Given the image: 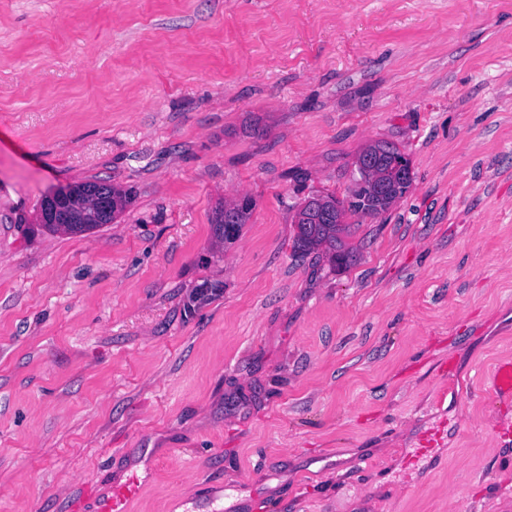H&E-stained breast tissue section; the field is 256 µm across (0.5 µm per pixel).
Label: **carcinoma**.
Wrapping results in <instances>:
<instances>
[{
    "mask_svg": "<svg viewBox=\"0 0 512 512\" xmlns=\"http://www.w3.org/2000/svg\"><path fill=\"white\" fill-rule=\"evenodd\" d=\"M376 147L389 150L388 157L382 164L375 165L373 171L367 174H359L355 189L348 201H339L333 195L320 197L323 204L320 211L314 214L318 221L312 224L296 225L295 241L304 251L320 250L327 255L330 261L341 264L345 262L350 252L345 249L343 236L347 233V224L344 219L347 213H361L357 198L370 190L391 182L395 176L404 182V188L396 191L388 189L389 204H394L403 197L411 184L410 167L408 159L393 145L388 142L378 141L364 147V150H372ZM73 199L61 208L59 223L46 224L44 228L50 232L62 230L70 233H85L94 230L104 224L112 223L115 214L122 208V196L112 186L105 182H93L77 185L71 188ZM99 194L112 196V213L83 214L79 209L84 196ZM251 208L240 209L236 204H224L216 213L212 224V232L216 240L223 242L228 238H236L243 224L249 219Z\"/></svg>",
    "mask_w": 512,
    "mask_h": 512,
    "instance_id": "carcinoma-1",
    "label": "carcinoma"
}]
</instances>
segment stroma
<instances>
[{
    "instance_id": "obj_1",
    "label": "stroma",
    "mask_w": 512,
    "mask_h": 512,
    "mask_svg": "<svg viewBox=\"0 0 512 512\" xmlns=\"http://www.w3.org/2000/svg\"><path fill=\"white\" fill-rule=\"evenodd\" d=\"M377 141L406 194L297 255ZM90 181L113 222L46 231ZM503 358L512 0H0V512L147 463L131 512H512ZM375 147L389 149L388 157L385 159L384 164H376L373 171L365 175L360 173L356 167L359 179L356 180L355 189L352 191L348 201H339L334 195L329 194L308 199L319 198L324 203L321 205L320 211L311 215V217L319 219L316 224L314 222L312 224L306 222L308 217L305 215L300 214L297 217L295 222L297 223L295 224V241L298 248H301L303 251L321 250L333 263L343 264L350 255V252L345 249V243L342 239L344 234L347 233L348 224L344 222L347 213L376 216L388 210L407 192L411 184V171L408 159L396 147L384 141L367 145L359 154L372 150ZM388 170L390 171L388 172ZM393 174L397 177L398 181L404 182V188L400 190V193L389 187L385 192L389 196V203L386 208L376 213L361 211L356 199L368 193L371 189H375L378 185L384 184V182H388L389 186H391ZM326 213L329 214V218H322ZM251 211V205L245 209H240L236 204L224 203V206L215 213L212 226V232L216 240L224 242L234 239L239 235L243 224H246ZM231 226V238L226 236V228ZM490 388L496 397L510 401L512 398V361L500 362L488 377Z\"/></svg>"
}]
</instances>
